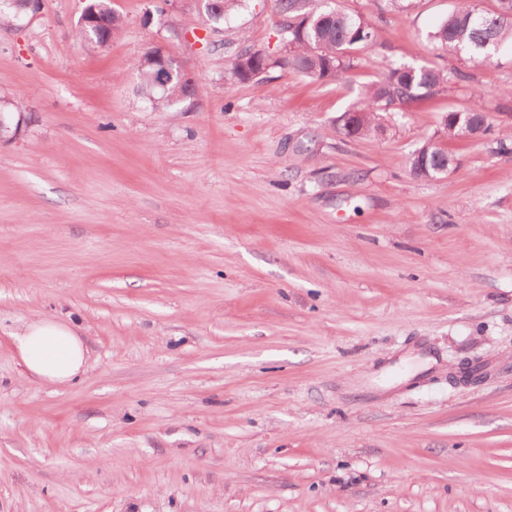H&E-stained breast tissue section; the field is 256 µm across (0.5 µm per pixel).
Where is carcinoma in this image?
<instances>
[{
  "mask_svg": "<svg viewBox=\"0 0 512 512\" xmlns=\"http://www.w3.org/2000/svg\"><path fill=\"white\" fill-rule=\"evenodd\" d=\"M212 9L206 10L207 18L220 21L226 12L240 6V0H209ZM499 11H479L472 15L468 5L448 13L429 33L435 47L451 55L479 53L491 57L501 48L512 45V0H497ZM276 8L284 17L281 30L288 47V55L281 62L301 74L317 80L330 81L339 73L353 67L351 50L369 47L376 42V31L372 24L349 13L342 12L328 0H276ZM85 10L100 16L98 26L105 42L121 27V19L113 10L110 0H88ZM364 23L365 31L355 38H348L351 24ZM140 86L144 92H152L156 69L151 65L137 64ZM458 70L444 71L432 66H390L380 81L365 89L355 112L366 115L367 125L360 136H370L381 128L379 113L389 112L399 105L429 97L452 78H463ZM183 93V87L173 82L160 93L153 92L151 105L156 109L171 106L173 98ZM442 123L448 124V136L464 138L477 129L490 128L488 119L478 113L462 115L455 121L450 110Z\"/></svg>",
  "mask_w": 512,
  "mask_h": 512,
  "instance_id": "obj_1",
  "label": "carcinoma"
}]
</instances>
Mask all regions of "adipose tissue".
<instances>
[{"label":"adipose tissue","instance_id":"ef3b65f1","mask_svg":"<svg viewBox=\"0 0 512 512\" xmlns=\"http://www.w3.org/2000/svg\"><path fill=\"white\" fill-rule=\"evenodd\" d=\"M12 340L29 376L39 382L68 386L86 371L87 347L74 329L56 316L25 323Z\"/></svg>","mask_w":512,"mask_h":512}]
</instances>
